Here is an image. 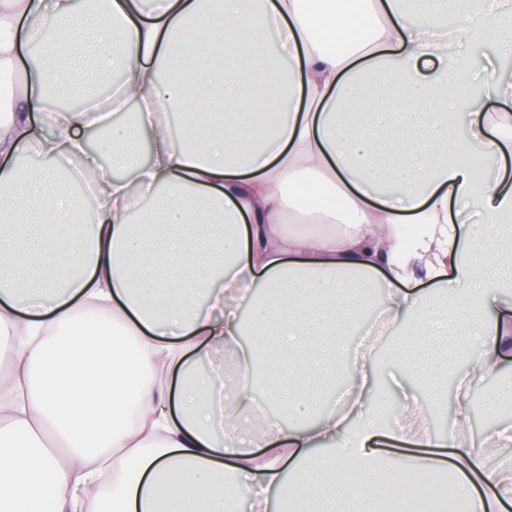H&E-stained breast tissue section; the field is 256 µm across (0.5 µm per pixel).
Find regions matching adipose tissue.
Instances as JSON below:
<instances>
[{
  "label": "adipose tissue",
  "mask_w": 512,
  "mask_h": 512,
  "mask_svg": "<svg viewBox=\"0 0 512 512\" xmlns=\"http://www.w3.org/2000/svg\"><path fill=\"white\" fill-rule=\"evenodd\" d=\"M512 57V9L466 0ZM443 0H0V512H392L381 469L428 473L450 448L467 512L512 504V424L468 435L469 396L512 357V184L476 179L473 151L512 155V113L479 114L436 39ZM251 32L254 52L235 41ZM118 69L114 110L72 94L71 61ZM99 129L90 149L83 132ZM34 152L51 167L27 172ZM131 175H120L123 166ZM479 200L465 233L453 205ZM297 222L288 230L287 222ZM52 262L45 276L41 260ZM380 290L404 404L378 395L363 325ZM465 369H455L459 356ZM431 429L421 395L443 397ZM288 411L255 449L258 400ZM387 454H379V447Z\"/></svg>",
  "instance_id": "ef3b65f1"
}]
</instances>
